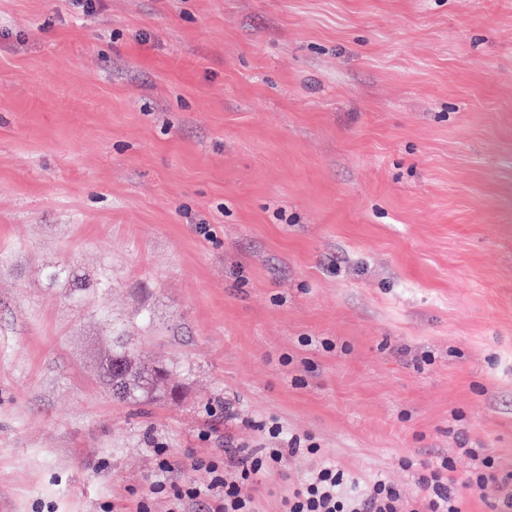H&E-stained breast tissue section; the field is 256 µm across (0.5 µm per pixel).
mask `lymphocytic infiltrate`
Instances as JSON below:
<instances>
[{
  "label": "lymphocytic infiltrate",
  "instance_id": "1",
  "mask_svg": "<svg viewBox=\"0 0 512 512\" xmlns=\"http://www.w3.org/2000/svg\"><path fill=\"white\" fill-rule=\"evenodd\" d=\"M303 450L312 455L318 452L317 446L302 445L300 438L293 436L286 447L245 452L232 475L225 474L217 459L197 460L194 467L206 472V481L175 487L174 505L181 510L187 503L207 498L215 502L214 512H255L242 485L258 484L272 474L286 472L289 457ZM469 454L474 466L461 482L476 490L495 487L503 512H512V471L504 470L480 449H470ZM461 482L454 475L452 461L443 456L426 465L420 492L410 498L382 476L362 480L323 461L288 497L285 512H465V501L457 489Z\"/></svg>",
  "mask_w": 512,
  "mask_h": 512
}]
</instances>
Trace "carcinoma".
<instances>
[{"label":"carcinoma","instance_id":"obj_1","mask_svg":"<svg viewBox=\"0 0 512 512\" xmlns=\"http://www.w3.org/2000/svg\"><path fill=\"white\" fill-rule=\"evenodd\" d=\"M104 375L117 399L133 405H145L164 399L172 392L165 386L168 369L137 361L126 344V337H112V349L104 357Z\"/></svg>","mask_w":512,"mask_h":512}]
</instances>
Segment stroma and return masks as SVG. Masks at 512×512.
<instances>
[{
    "label": "stroma",
    "instance_id": "stroma-1",
    "mask_svg": "<svg viewBox=\"0 0 512 512\" xmlns=\"http://www.w3.org/2000/svg\"><path fill=\"white\" fill-rule=\"evenodd\" d=\"M118 332L176 400L104 392ZM259 421L512 470V0H0V512H168L155 449Z\"/></svg>",
    "mask_w": 512,
    "mask_h": 512
}]
</instances>
